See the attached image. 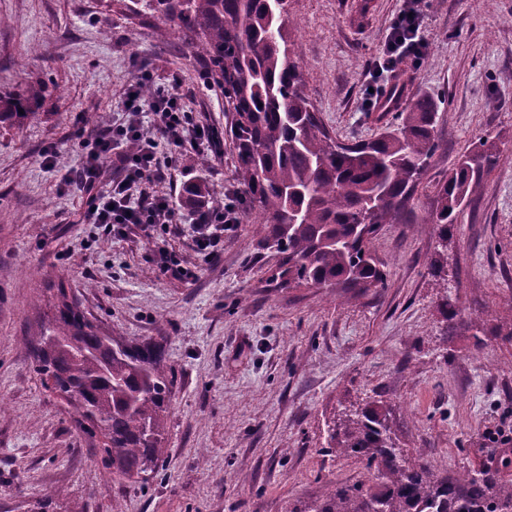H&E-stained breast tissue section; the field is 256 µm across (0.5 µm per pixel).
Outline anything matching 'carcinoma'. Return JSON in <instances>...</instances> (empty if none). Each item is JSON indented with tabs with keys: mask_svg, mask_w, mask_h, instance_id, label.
<instances>
[{
	"mask_svg": "<svg viewBox=\"0 0 512 512\" xmlns=\"http://www.w3.org/2000/svg\"><path fill=\"white\" fill-rule=\"evenodd\" d=\"M288 0H137L170 21L204 58L235 118L230 131L246 184L243 205L266 224L262 248L282 255L274 279L314 288H380L384 272L370 244L383 224H410L408 201L434 156L436 110L420 97L369 142L332 138L303 91L291 58ZM41 89L0 95V120L24 119ZM24 113H19V110ZM499 158L480 138L437 187L427 223L439 237L438 269L448 263V225ZM58 317L37 339L42 384L71 405L92 434L103 431L112 468L148 476L164 462L165 406L172 384L159 346L97 329L59 291ZM327 449L366 464V477L328 487L289 512H512V480L496 470L442 475L403 457L387 415L374 408L330 429Z\"/></svg>",
	"mask_w": 512,
	"mask_h": 512,
	"instance_id": "carcinoma-1",
	"label": "carcinoma"
}]
</instances>
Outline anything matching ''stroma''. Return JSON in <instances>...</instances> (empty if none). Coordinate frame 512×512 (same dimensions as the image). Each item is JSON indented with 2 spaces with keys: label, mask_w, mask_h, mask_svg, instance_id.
<instances>
[{
  "label": "stroma",
  "mask_w": 512,
  "mask_h": 512,
  "mask_svg": "<svg viewBox=\"0 0 512 512\" xmlns=\"http://www.w3.org/2000/svg\"><path fill=\"white\" fill-rule=\"evenodd\" d=\"M407 2L288 0L291 56L339 142L383 130L365 108L368 65ZM133 7L0 0V94L45 90L38 115L0 123V512H289L363 478L360 460L324 447L329 426L372 401L404 453L442 474L512 454L487 438L512 435V0H422L426 49L406 95L434 101L440 148L408 204L414 223L372 239L383 287L333 290L276 286L279 258L261 249L255 214L217 257L197 250L185 181L205 178L216 204L245 189L230 116L197 86L201 60L182 34ZM141 68L161 83L178 75L196 121L224 135L215 151L160 143L176 162L144 191L167 197L178 221L158 242L80 223L89 199L63 180L84 137L127 122L124 92ZM486 135L499 160L449 226L448 265L434 273L435 187ZM161 246L187 277L161 269ZM61 288L100 331L160 346L173 373L160 474L113 472L99 438L42 385L32 341Z\"/></svg>",
  "instance_id": "obj_1"
}]
</instances>
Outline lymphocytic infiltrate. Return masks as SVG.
I'll use <instances>...</instances> for the list:
<instances>
[{
    "label": "lymphocytic infiltrate",
    "mask_w": 512,
    "mask_h": 512,
    "mask_svg": "<svg viewBox=\"0 0 512 512\" xmlns=\"http://www.w3.org/2000/svg\"><path fill=\"white\" fill-rule=\"evenodd\" d=\"M419 4L420 0H409L406 12L394 20L383 55L371 65L374 73L394 72L403 61L422 56L424 45L418 36ZM152 81L150 71H140L125 92L124 107L135 114L154 113L153 128L144 129L133 121L117 132H103L84 141L85 159L66 178L67 184L80 186L90 194L83 223L104 227L109 233L122 231L130 224L154 229L174 223L175 212L167 199L156 197L144 204L131 195L132 188L144 180L163 174L156 152L158 139H166L177 148L187 144L198 147L212 140L211 130L198 127L188 111L179 78H172L167 86L157 89L152 98H143L140 86ZM117 139L134 143V150L115 152L113 142ZM107 161L112 163L118 176L106 182L102 172ZM240 203V195L235 191L225 192L224 201L219 205L208 200L195 203L194 225L200 251L213 257L223 250L225 235L234 232L241 222Z\"/></svg>",
    "instance_id": "f902f5d3"
}]
</instances>
